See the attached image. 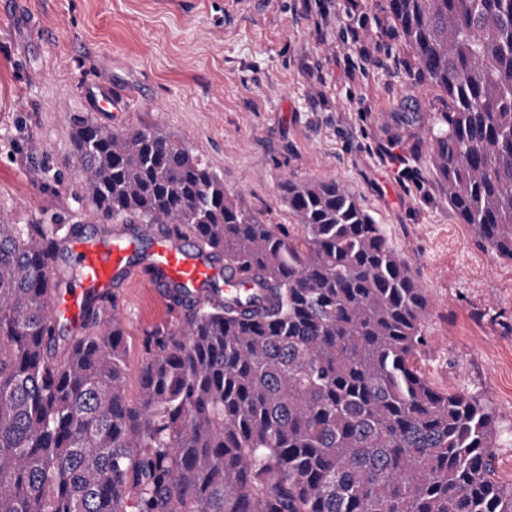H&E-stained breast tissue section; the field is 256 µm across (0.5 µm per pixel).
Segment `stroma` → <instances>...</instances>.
<instances>
[{
	"instance_id": "35a3bbf8",
	"label": "stroma",
	"mask_w": 512,
	"mask_h": 512,
	"mask_svg": "<svg viewBox=\"0 0 512 512\" xmlns=\"http://www.w3.org/2000/svg\"><path fill=\"white\" fill-rule=\"evenodd\" d=\"M392 25L385 0H0V213L61 226V272L74 240L111 239L74 196L77 112L160 126L273 224L296 221L285 181L335 179L428 295L426 377L512 426V261L449 210L419 140L446 103ZM100 311L122 320L136 397L148 339L183 310L121 282Z\"/></svg>"
}]
</instances>
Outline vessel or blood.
I'll return each instance as SVG.
<instances>
[{"label": "vessel or blood", "mask_w": 512, "mask_h": 512, "mask_svg": "<svg viewBox=\"0 0 512 512\" xmlns=\"http://www.w3.org/2000/svg\"><path fill=\"white\" fill-rule=\"evenodd\" d=\"M138 252L152 269L151 276L141 281L142 287L150 290L186 288L192 299L206 302L212 297L210 287L214 283H222L228 294L242 288L231 270L217 272L211 258L194 250L189 240L174 236L157 240L150 225H133L114 233L110 243L82 241L75 245L79 276L65 299L50 300L49 314L54 316L63 311L78 314L88 288L104 290L129 279L133 256Z\"/></svg>", "instance_id": "b4317fda"}]
</instances>
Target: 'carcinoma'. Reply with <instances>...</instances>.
<instances>
[{"label":"carcinoma","mask_w":512,"mask_h":512,"mask_svg":"<svg viewBox=\"0 0 512 512\" xmlns=\"http://www.w3.org/2000/svg\"><path fill=\"white\" fill-rule=\"evenodd\" d=\"M418 76L448 98L423 129L448 207L512 261V0H388ZM102 223L192 234L255 288L152 337L136 399L124 327L90 290L50 318L62 240L0 214V512H512V431L417 365L424 288L332 179L284 185L271 224L159 128L73 118Z\"/></svg>","instance_id":"cac0c4a2"}]
</instances>
